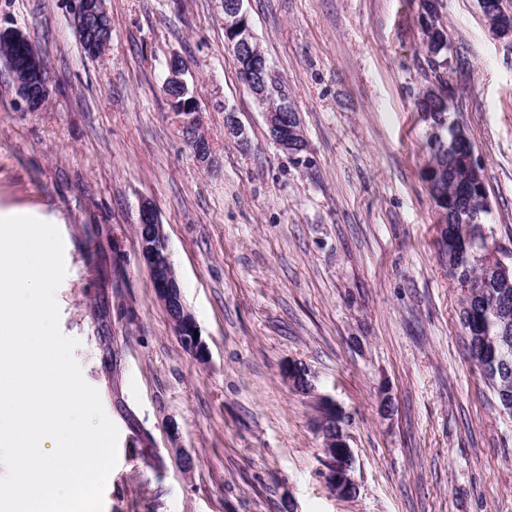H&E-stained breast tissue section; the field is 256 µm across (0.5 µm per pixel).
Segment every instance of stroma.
Returning a JSON list of instances; mask_svg holds the SVG:
<instances>
[{"instance_id":"obj_1","label":"stroma","mask_w":512,"mask_h":512,"mask_svg":"<svg viewBox=\"0 0 512 512\" xmlns=\"http://www.w3.org/2000/svg\"><path fill=\"white\" fill-rule=\"evenodd\" d=\"M107 7L112 44L91 60L67 0H0V31L26 32L50 76L47 102L27 112L0 63V211L61 233L60 329L119 431L103 512H512V418L470 358L422 177L418 0H245L300 113L309 169L271 141L240 81L223 0ZM443 14L450 112L484 169L485 221L512 256V45L490 35L477 0H444ZM174 55L204 112L208 165L163 92ZM228 106L247 146L225 133ZM146 204L205 363L140 259ZM293 361L313 394L284 378ZM323 396L351 417V498L327 483Z\"/></svg>"}]
</instances>
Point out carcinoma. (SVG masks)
I'll list each match as a JSON object with an SVG mask.
<instances>
[{"label":"carcinoma","mask_w":512,"mask_h":512,"mask_svg":"<svg viewBox=\"0 0 512 512\" xmlns=\"http://www.w3.org/2000/svg\"><path fill=\"white\" fill-rule=\"evenodd\" d=\"M426 53L434 54L428 59L429 71L439 84V100L434 103L421 102L419 106L438 116L448 115V80L442 70L448 67V36L442 32L439 40L424 43ZM428 163L440 168L443 195L446 202L447 224L442 234L449 242L439 244L440 255L448 257V262L458 268L457 286L470 284V295L462 296V312L465 305L474 310V317L461 319L468 337L469 351L480 370L482 377L491 386L498 406L512 409V288H491L481 278L483 262L477 256L479 237L483 229L476 224H458L456 215L466 207V199L457 192V187L465 181V173L458 164L455 153L441 145H428Z\"/></svg>","instance_id":"carcinoma-1"}]
</instances>
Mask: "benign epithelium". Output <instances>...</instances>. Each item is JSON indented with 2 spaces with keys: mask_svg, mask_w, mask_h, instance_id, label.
Masks as SVG:
<instances>
[{
  "mask_svg": "<svg viewBox=\"0 0 512 512\" xmlns=\"http://www.w3.org/2000/svg\"><path fill=\"white\" fill-rule=\"evenodd\" d=\"M481 10L490 15L491 35L496 39L512 41V13H499L494 10L491 0H480ZM70 24L80 43H90L93 51L103 55L112 42L111 17L107 0H69ZM224 36L231 47L241 68L248 77V88L261 106L269 136L280 150L299 167L309 168L313 165L308 144L303 134L299 113L290 96L280 97L276 109L266 108V102L272 94L273 71L268 64L265 52L257 41L244 9V0H224ZM0 37L23 45L28 59L30 72L41 74V54L31 38L20 30L1 31ZM187 70L181 58L172 56L167 64L164 88L170 103L175 105L176 116L184 140L191 148L193 156L200 163L210 161L209 144L200 141L203 128V112L197 103L186 79ZM19 100L28 112H36L43 105L42 94L34 93L37 81H15ZM226 112L225 132L228 137L244 146L247 137L244 129L237 123L233 110ZM458 151V157L470 175L468 183L467 205L463 224H480L482 216L490 210L488 196L479 188L482 167L475 158L466 131L457 126L451 142ZM140 223L146 225V231L139 234L140 256L150 271L157 298L166 313L176 335L192 357L202 363L206 360V349L201 337L195 336L197 323L185 307L176 273L172 267L167 237L163 225L159 224L153 209L145 205L141 209ZM484 267L486 277H496L504 287L512 286V265L507 264L496 244L485 238ZM285 374L292 386L302 392H311L314 386L311 373L304 366L292 363L285 369ZM346 415L345 410L329 397L321 398V414L317 423L325 448L342 449L341 475L349 478L348 470L354 464V456L343 432H336V420Z\"/></svg>",
  "mask_w": 512,
  "mask_h": 512,
  "instance_id": "7a95c632",
  "label": "benign epithelium"
}]
</instances>
